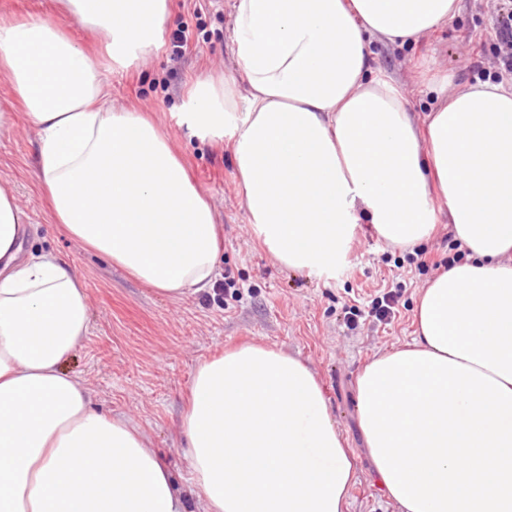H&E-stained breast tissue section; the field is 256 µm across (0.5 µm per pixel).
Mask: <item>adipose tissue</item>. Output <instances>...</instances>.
<instances>
[{
  "label": "adipose tissue",
  "mask_w": 512,
  "mask_h": 512,
  "mask_svg": "<svg viewBox=\"0 0 512 512\" xmlns=\"http://www.w3.org/2000/svg\"><path fill=\"white\" fill-rule=\"evenodd\" d=\"M58 2L56 17H0V82L37 130L52 223L170 298L211 285L213 206L101 78L102 63L159 50L168 0ZM459 2L233 0L241 78L196 82L180 115L228 140L249 229L283 268L335 276L363 220L406 249L443 213L469 250L423 290L411 342L357 381L366 452L400 512H512V82L437 89L420 126L370 50L435 30ZM67 17L102 56L71 41ZM22 217L1 186L0 512H345L354 452L320 381L260 343L196 369L179 492L150 439L62 370L88 333L87 294L57 254L24 252Z\"/></svg>",
  "instance_id": "1"
}]
</instances>
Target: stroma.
<instances>
[{"label": "stroma", "mask_w": 512, "mask_h": 512, "mask_svg": "<svg viewBox=\"0 0 512 512\" xmlns=\"http://www.w3.org/2000/svg\"><path fill=\"white\" fill-rule=\"evenodd\" d=\"M499 0H460L448 23L405 45L374 43L376 67L404 87L407 108L423 120L433 97L427 80L448 77L449 91L494 80L497 69L481 43L495 37ZM231 0H170L165 44L149 66L107 69L112 103L151 114L182 156L198 189L224 228L223 266L241 295L228 298L223 283L179 299L155 292L106 257L76 243L50 223L32 178L36 131L5 84L0 112L13 125L0 134V186L10 190L28 217L27 252L59 254L81 278L89 301V331L62 368L83 380L102 413L131 420L152 442L176 488L189 493L190 472L180 447L184 400L198 365L224 348L256 341L300 358L320 378L331 415L355 457V483L347 512H398L374 476L358 426L356 381L376 356L401 348L416 330V308L435 270L410 266L405 253L388 247L371 225L358 227L348 263L334 278L318 279L276 264L251 236L237 188L228 143L201 141L179 123L193 81L213 73L238 78L232 45ZM189 39L181 54L170 40ZM403 283L395 320L368 317L376 291ZM363 316L356 328L343 321L345 307Z\"/></svg>", "instance_id": "obj_1"}]
</instances>
